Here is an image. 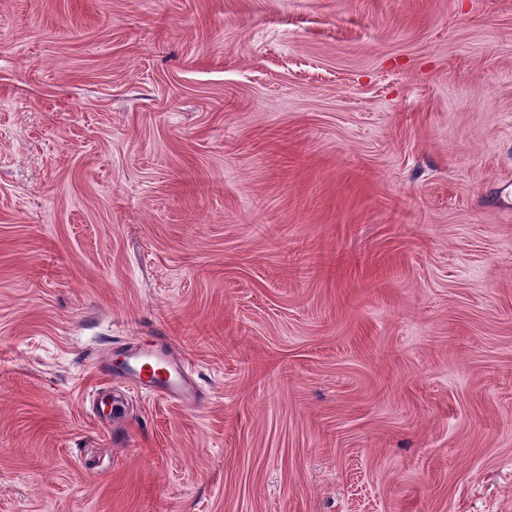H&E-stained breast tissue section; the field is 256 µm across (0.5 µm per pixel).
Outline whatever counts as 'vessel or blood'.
<instances>
[{"instance_id":"vessel-or-blood-1","label":"vessel or blood","mask_w":512,"mask_h":512,"mask_svg":"<svg viewBox=\"0 0 512 512\" xmlns=\"http://www.w3.org/2000/svg\"><path fill=\"white\" fill-rule=\"evenodd\" d=\"M167 346V339L161 338L147 348L126 349L127 361L119 375L140 393L192 406L197 388L186 373L185 363L171 357Z\"/></svg>"}]
</instances>
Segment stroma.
Instances as JSON below:
<instances>
[{
	"mask_svg": "<svg viewBox=\"0 0 512 512\" xmlns=\"http://www.w3.org/2000/svg\"><path fill=\"white\" fill-rule=\"evenodd\" d=\"M0 512H512V0H0ZM168 339L159 338L148 348H122L127 361L118 376L130 380L132 389L192 406L197 388L187 376L185 361L176 360L168 352Z\"/></svg>",
	"mask_w": 512,
	"mask_h": 512,
	"instance_id": "stroma-1",
	"label": "stroma"
}]
</instances>
